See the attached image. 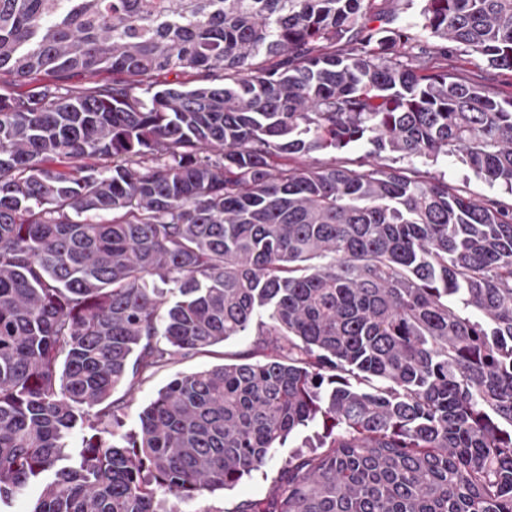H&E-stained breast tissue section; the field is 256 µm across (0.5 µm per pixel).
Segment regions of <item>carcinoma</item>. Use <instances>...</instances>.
I'll return each mask as SVG.
<instances>
[{
  "label": "carcinoma",
  "instance_id": "carcinoma-1",
  "mask_svg": "<svg viewBox=\"0 0 512 512\" xmlns=\"http://www.w3.org/2000/svg\"><path fill=\"white\" fill-rule=\"evenodd\" d=\"M374 20L0 0V72L112 76L0 96V506L52 471L30 512H179L318 420L237 512H512V209L379 163L455 154L512 190V96L441 46L512 72V0ZM360 141L363 171L292 163ZM252 328L262 359L177 375L122 430L118 386ZM448 71L474 84L494 88L501 95H512V73L495 70L483 58L471 55L463 46L449 42Z\"/></svg>",
  "mask_w": 512,
  "mask_h": 512
}]
</instances>
